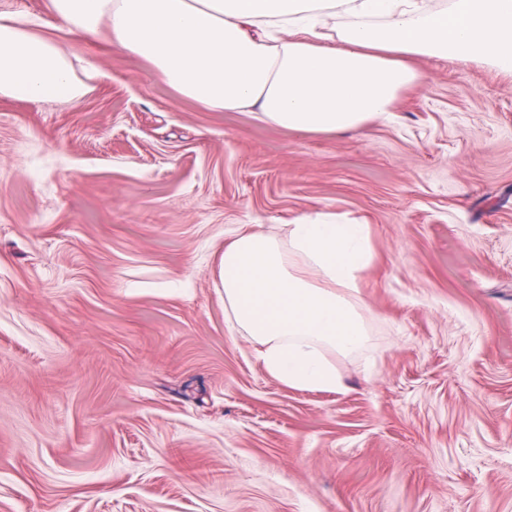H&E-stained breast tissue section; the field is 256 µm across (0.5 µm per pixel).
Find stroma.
<instances>
[{
	"mask_svg": "<svg viewBox=\"0 0 512 512\" xmlns=\"http://www.w3.org/2000/svg\"><path fill=\"white\" fill-rule=\"evenodd\" d=\"M72 100L0 98V512H512V82L447 58L391 120L218 112L93 36ZM368 224V342L288 388L224 248Z\"/></svg>",
	"mask_w": 512,
	"mask_h": 512,
	"instance_id": "1",
	"label": "stroma"
}]
</instances>
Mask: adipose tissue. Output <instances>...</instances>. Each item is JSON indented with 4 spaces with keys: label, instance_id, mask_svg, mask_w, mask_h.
<instances>
[{
    "label": "adipose tissue",
    "instance_id": "1",
    "mask_svg": "<svg viewBox=\"0 0 512 512\" xmlns=\"http://www.w3.org/2000/svg\"><path fill=\"white\" fill-rule=\"evenodd\" d=\"M70 30L96 34L151 65L179 95L251 112L296 133L357 131L389 120L420 82L421 59L448 57L512 78V0H51ZM344 14L342 29L331 19ZM44 24L0 13V97L83 93ZM364 224L300 218L286 241L263 231L224 250V304L266 371L291 389L344 393L326 357L367 342Z\"/></svg>",
    "mask_w": 512,
    "mask_h": 512
}]
</instances>
